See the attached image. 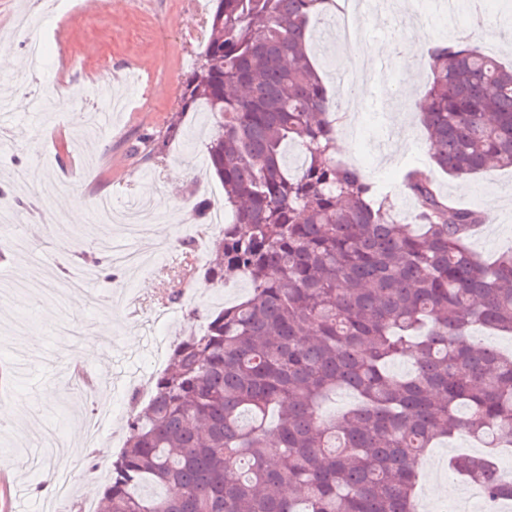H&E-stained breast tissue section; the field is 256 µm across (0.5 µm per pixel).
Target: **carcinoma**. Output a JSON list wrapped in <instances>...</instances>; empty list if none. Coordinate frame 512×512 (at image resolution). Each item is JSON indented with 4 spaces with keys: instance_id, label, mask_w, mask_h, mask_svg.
Returning a JSON list of instances; mask_svg holds the SVG:
<instances>
[{
    "instance_id": "carcinoma-1",
    "label": "carcinoma",
    "mask_w": 512,
    "mask_h": 512,
    "mask_svg": "<svg viewBox=\"0 0 512 512\" xmlns=\"http://www.w3.org/2000/svg\"><path fill=\"white\" fill-rule=\"evenodd\" d=\"M211 2L181 112H209L205 173L232 211L204 279H245L250 294L171 347L148 402L131 397L102 512H413L417 462L437 440L512 447V355L473 335H512V247L481 259L467 240L486 219L423 170L404 176L417 213L399 224L371 179L336 162L308 29L334 0ZM427 63L420 122L437 169L512 167V67L464 40ZM408 352L415 370L390 373ZM338 389L357 403L321 415ZM451 465L512 502L489 460Z\"/></svg>"
}]
</instances>
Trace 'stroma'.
Returning <instances> with one entry per match:
<instances>
[{
    "mask_svg": "<svg viewBox=\"0 0 512 512\" xmlns=\"http://www.w3.org/2000/svg\"><path fill=\"white\" fill-rule=\"evenodd\" d=\"M438 3L402 0L412 19L406 28L388 14L360 16V53L380 50L392 94L384 96L378 84H371L363 99V133L337 151L336 158L377 181L402 224L412 223L415 214L402 181L411 167L433 171L440 191L460 205L477 206L482 196H495L499 207L494 222L481 224L471 238L474 251L491 257L512 246V168L462 179L434 171L415 109L429 85V68L424 51L415 49L414 42L430 46L440 38H464L511 65L512 37L504 32L508 17L501 12L503 0H492L482 25H471L464 10L456 12L458 26L452 29ZM24 5L38 13L49 11L52 24L65 25L66 40H55L52 24L15 30L14 19ZM208 21V15L198 12L197 0H106L94 14L61 10L54 0H0V30L10 35L9 43L0 46V95L25 104L0 118V181L8 180L14 170L36 168L42 173V187L58 180L71 185L70 192L55 195L49 214L39 209L27 186L14 184L11 194L0 197V206L24 199L16 230L35 244L28 254L0 245V280L24 279L29 269L42 274L26 296L0 297V322L18 314L30 321L27 335L0 339V409L6 411L0 420V468L9 469L13 477L11 484L0 485V512H78V504L98 501L109 463L101 451L120 452L129 434L128 413L118 408L130 397L127 378L148 372L159 341L175 343L188 331L189 309L203 312L249 293L241 280L221 288L199 280L195 293L185 294L181 303L169 300L184 261L182 243L186 227L194 222L195 204L224 199L221 184L203 174L206 116L200 110L180 111L182 82L197 62ZM35 39L45 52V65L38 71L26 65V45ZM61 57L75 63L78 77L59 80L53 63ZM105 71L111 72L113 86L124 90L127 102L110 122L91 132L84 116L107 107L92 91ZM177 112L183 134L165 141L166 126ZM395 117L409 137L391 143L393 158L385 162L374 146ZM147 192L168 199L169 208L136 246L143 252L160 250V257L143 272L115 267L110 275L95 277L89 288L102 299L97 310L86 307L81 293L53 294L65 260L58 251L59 238L78 235L79 251L91 252L98 237L122 234L120 225L93 223L95 203L108 198L121 209ZM127 288L137 299L134 318L120 302ZM151 312L160 314L158 323L148 321ZM72 350L95 353L89 375L111 370L106 394L92 392L70 404L62 377ZM104 398L115 406L111 424L97 444L74 445L73 429L82 426L84 414ZM462 452L482 455L486 449L464 433L428 449L418 467V501L464 502L471 485L448 469L449 460ZM76 458L84 466L73 476V496L58 500L52 489L55 474L65 460Z\"/></svg>",
    "mask_w": 512,
    "mask_h": 512,
    "instance_id": "stroma-1",
    "label": "stroma"
}]
</instances>
